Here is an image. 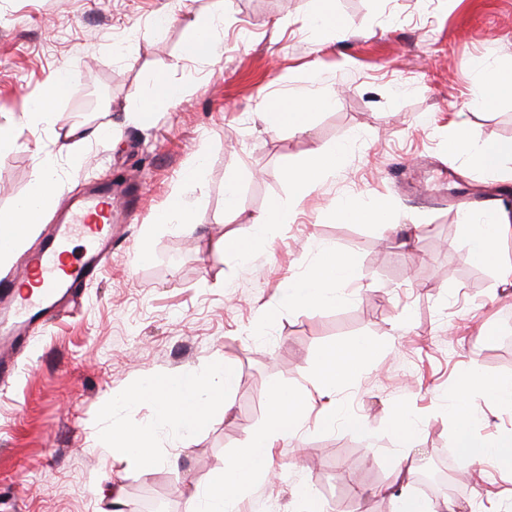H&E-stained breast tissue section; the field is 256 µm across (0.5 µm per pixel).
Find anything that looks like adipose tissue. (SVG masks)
<instances>
[{
  "instance_id": "adipose-tissue-1",
  "label": "adipose tissue",
  "mask_w": 512,
  "mask_h": 512,
  "mask_svg": "<svg viewBox=\"0 0 512 512\" xmlns=\"http://www.w3.org/2000/svg\"><path fill=\"white\" fill-rule=\"evenodd\" d=\"M448 149L459 156L473 157L478 167L488 172L498 171L503 162L512 159V139L482 146L475 145L464 125H457L448 137ZM341 153L339 150L317 148L307 160L288 168L286 177L294 188L287 203L273 204L253 220L256 235L268 237L280 224L288 223L299 203L314 186L334 171ZM54 181L45 174L38 175L29 194L13 209L0 211V263L9 260L22 247L26 236L36 224L42 223L47 207L55 193ZM462 238L465 257L470 261L494 260L502 236L512 230V222L505 215L483 224L462 217ZM355 261L350 254L334 249L324 251L310 271L291 293V299L305 306H329L336 301V285L351 279ZM372 342L363 341L329 351L317 368L321 388L334 390L343 379L356 374L366 358L374 351ZM237 382L234 367L215 360L211 369L200 376L169 378L149 388L148 396L156 404L160 421L173 424L183 437H190L208 421L210 406L225 403L227 395ZM486 388L494 404L512 407V377L488 379L473 374L466 384L458 386L453 395L457 402V427L454 446L458 457L466 462L487 456L499 464L512 468V433L493 443L486 442L471 431V416L460 404L469 387ZM301 408L297 402L273 391L270 398L268 421L256 430L247 448L225 459L224 467L206 494H191L189 512H235L238 499L259 484L261 477L270 476L269 458L274 444L298 427ZM155 433L151 426L134 424L112 434L113 447L119 448L125 459L136 467H151L157 462L153 452Z\"/></svg>"
}]
</instances>
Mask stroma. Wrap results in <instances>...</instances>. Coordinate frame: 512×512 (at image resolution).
<instances>
[{"mask_svg": "<svg viewBox=\"0 0 512 512\" xmlns=\"http://www.w3.org/2000/svg\"><path fill=\"white\" fill-rule=\"evenodd\" d=\"M317 0H0V124L30 108L60 71L73 79L54 124L23 125L0 151V211L49 170L58 213L96 184L127 192L101 274L79 305L32 336L0 377V512H112L162 497L169 512L208 485L246 448L269 414L273 390L302 400L298 428L280 440L275 476L239 512H295L296 492L324 512H392L374 495L403 454L461 468L450 500L466 512H512V469L458 462L448 411L471 372L512 376V235L496 261L464 257L459 203L487 192L512 209V177L448 153L464 124L474 143L512 139V96L472 102L471 65L512 68V0H329L339 24L315 25ZM169 23L154 31L159 13ZM221 14V56L186 57L193 18ZM165 76L191 85L183 101L140 120L136 88ZM330 98L301 131L274 130L263 107L291 97ZM106 128L74 152L72 127ZM342 148L339 165L274 240L252 220L287 202L285 168L315 148ZM200 168L203 185L186 183ZM237 205L225 212L228 181ZM191 205L194 233L158 216L174 195ZM383 198L388 221L340 223L352 198ZM355 256L352 281L327 307L289 303L293 282L322 248ZM374 342L376 352L332 397L337 416L363 419L374 442L344 424L324 429L315 378L322 354ZM223 356L238 373L226 405L187 440L164 428L151 468L128 467L105 441L156 421L152 399L121 397L148 377L191 376ZM488 440L512 431V410L481 388L464 397ZM406 408L421 422L410 444L392 426Z\"/></svg>", "mask_w": 512, "mask_h": 512, "instance_id": "1", "label": "stroma"}]
</instances>
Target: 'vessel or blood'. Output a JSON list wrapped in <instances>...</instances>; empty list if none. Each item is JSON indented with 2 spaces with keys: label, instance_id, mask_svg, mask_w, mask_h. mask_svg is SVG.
I'll list each match as a JSON object with an SVG mask.
<instances>
[{
  "label": "vessel or blood",
  "instance_id": "vessel-or-blood-1",
  "mask_svg": "<svg viewBox=\"0 0 512 512\" xmlns=\"http://www.w3.org/2000/svg\"><path fill=\"white\" fill-rule=\"evenodd\" d=\"M111 204V188H90L69 204L37 252L23 259L8 278L0 279V314L6 318L9 335L22 336L31 328L48 327L58 308L102 269L112 251ZM75 234L82 235L86 245L69 264H62ZM32 278L40 285L38 293L18 294V285Z\"/></svg>",
  "mask_w": 512,
  "mask_h": 512
}]
</instances>
